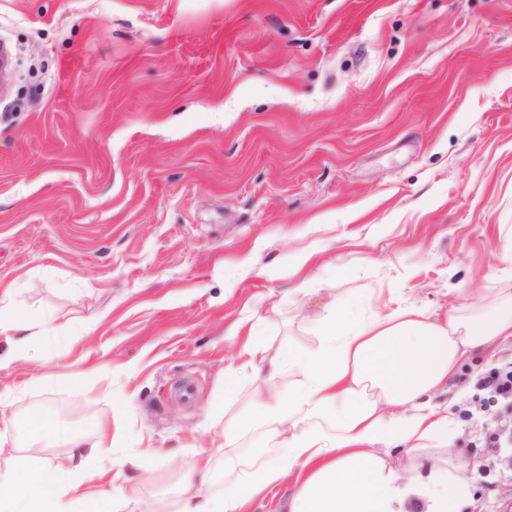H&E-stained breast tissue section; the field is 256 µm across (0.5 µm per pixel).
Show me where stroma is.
<instances>
[{"label":"stroma","instance_id":"1","mask_svg":"<svg viewBox=\"0 0 512 512\" xmlns=\"http://www.w3.org/2000/svg\"><path fill=\"white\" fill-rule=\"evenodd\" d=\"M0 45V292L49 327L0 394L53 423L1 471L102 423L105 468L156 451L127 512H176L189 449L251 402L250 371L224 392L249 334L310 352L332 299L503 285L512 0H0ZM510 368L512 341L457 374L458 512H512V404L480 386Z\"/></svg>","mask_w":512,"mask_h":512}]
</instances>
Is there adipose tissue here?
<instances>
[{"mask_svg": "<svg viewBox=\"0 0 512 512\" xmlns=\"http://www.w3.org/2000/svg\"><path fill=\"white\" fill-rule=\"evenodd\" d=\"M13 333L12 350L0 368L27 358L34 326L23 307L0 298V334ZM322 343L313 352L267 355L266 345L248 336L246 368L262 385L256 408L224 428V445L236 444L240 430L271 427L283 436L279 454L241 472L215 497L212 451L196 449L184 474L192 495L178 512H242L263 490L291 483L278 512H455L467 498L463 480L431 465L406 480L380 456V448L413 454L448 445L447 408L434 396L447 390L460 366L496 342L512 339V289L495 296L478 292L473 308L450 306L445 315L401 307L371 317L352 318L347 302L334 303L321 326ZM288 396L276 393L280 375ZM332 415L335 434L299 427L300 405ZM106 433L75 435L64 458H44L35 466L0 472V512H124L126 499L107 488L99 458L110 450Z\"/></svg>", "mask_w": 512, "mask_h": 512, "instance_id": "adipose-tissue-1", "label": "adipose tissue"}]
</instances>
